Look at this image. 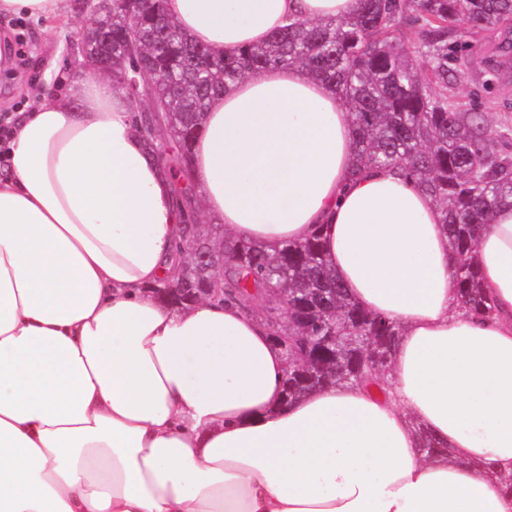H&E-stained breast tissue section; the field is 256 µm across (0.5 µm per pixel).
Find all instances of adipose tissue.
I'll use <instances>...</instances> for the list:
<instances>
[{"mask_svg":"<svg viewBox=\"0 0 512 512\" xmlns=\"http://www.w3.org/2000/svg\"><path fill=\"white\" fill-rule=\"evenodd\" d=\"M219 55L360 0H167ZM19 113L0 177V512H512V207L473 253L467 311L443 215L391 170L354 174L352 116L296 66L215 97L192 145L205 213L275 249L321 237L362 310L401 328L385 393L283 399L265 320L171 306L183 214L125 88L92 76ZM442 447L429 459L422 435Z\"/></svg>","mask_w":512,"mask_h":512,"instance_id":"ef3b65f1","label":"adipose tissue"}]
</instances>
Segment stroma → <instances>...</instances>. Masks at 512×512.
<instances>
[{"label": "stroma", "mask_w": 512, "mask_h": 512, "mask_svg": "<svg viewBox=\"0 0 512 512\" xmlns=\"http://www.w3.org/2000/svg\"><path fill=\"white\" fill-rule=\"evenodd\" d=\"M68 0L66 17L34 20L0 16V38L19 39L23 53L0 64V113L15 116L25 109L29 94H54L62 87L63 72L80 75L79 44L88 14ZM454 41L467 55L469 70L456 82L454 94L462 110L485 113L492 132L512 126V25L475 31L459 21ZM496 60L498 75H491L487 62Z\"/></svg>", "instance_id": "1"}]
</instances>
